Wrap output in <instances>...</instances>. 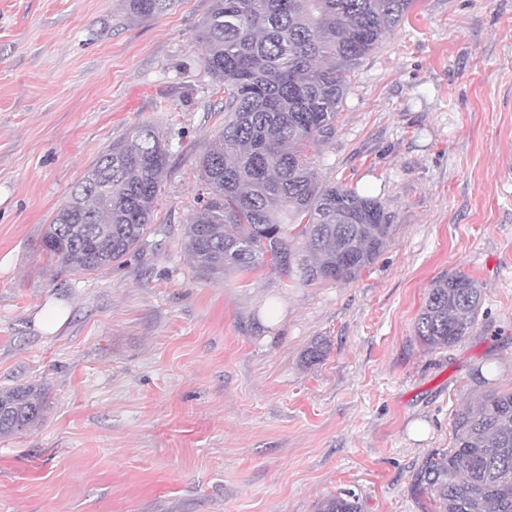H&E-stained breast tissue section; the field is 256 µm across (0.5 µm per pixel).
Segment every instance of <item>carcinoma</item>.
Here are the masks:
<instances>
[{
	"mask_svg": "<svg viewBox=\"0 0 512 512\" xmlns=\"http://www.w3.org/2000/svg\"><path fill=\"white\" fill-rule=\"evenodd\" d=\"M130 19L174 0H118ZM415 0H211L199 24L204 65L224 82V127L199 158L206 197L184 227V247L206 279L266 263L306 283L347 282L380 257L393 225L382 202L324 183L309 150L336 136L353 66L407 18ZM169 142L150 123L133 127L97 158L47 225L42 252L60 272L92 275L120 265L154 222ZM484 288L456 271L434 281L414 324L428 350L461 341L477 325ZM46 392L0 390V436L38 425ZM414 490L437 512H512V390L486 392L455 414L453 444L436 448ZM338 492L319 512H361Z\"/></svg>",
	"mask_w": 512,
	"mask_h": 512,
	"instance_id": "obj_1",
	"label": "carcinoma"
}]
</instances>
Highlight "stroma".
Segmentation results:
<instances>
[{
    "label": "stroma",
    "instance_id": "stroma-1",
    "mask_svg": "<svg viewBox=\"0 0 512 512\" xmlns=\"http://www.w3.org/2000/svg\"><path fill=\"white\" fill-rule=\"evenodd\" d=\"M210 6L128 22L117 0H0V389L47 392L38 426L0 438V512H318L344 489L362 512H435L418 465L485 387L512 389V0H418L353 67L314 166L394 231L355 280L316 283L204 279L184 248L224 124ZM143 122L171 143L151 234L57 275L47 224ZM458 270L483 285L478 323L426 350L414 321Z\"/></svg>",
    "mask_w": 512,
    "mask_h": 512
}]
</instances>
